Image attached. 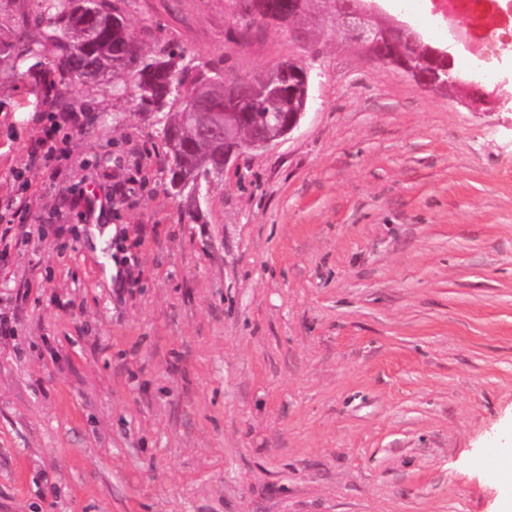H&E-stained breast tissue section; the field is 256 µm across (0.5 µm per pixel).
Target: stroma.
Here are the masks:
<instances>
[{
  "label": "stroma",
  "mask_w": 512,
  "mask_h": 512,
  "mask_svg": "<svg viewBox=\"0 0 512 512\" xmlns=\"http://www.w3.org/2000/svg\"><path fill=\"white\" fill-rule=\"evenodd\" d=\"M46 0H0V44ZM144 52L310 70L299 127L173 196L122 73L0 74V512H499L512 449V44L492 112L241 0H122ZM448 42L427 0H391ZM65 157L28 164L49 124ZM28 186L19 193L11 171ZM12 212V211H11ZM487 458L491 465V475L498 479L505 488L504 510L500 512H510L512 510V454H504L502 449L489 448L487 450Z\"/></svg>",
  "instance_id": "35a3bbf8"
}]
</instances>
